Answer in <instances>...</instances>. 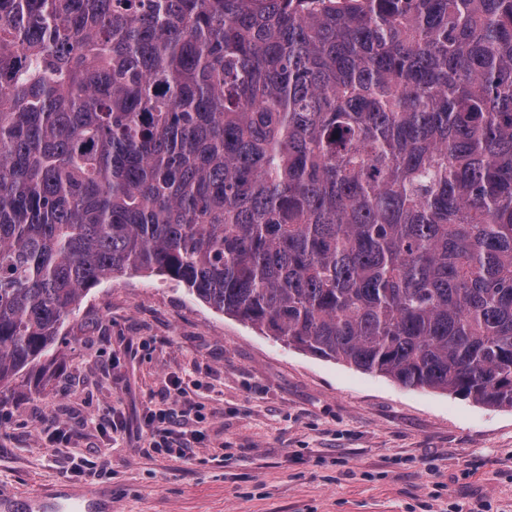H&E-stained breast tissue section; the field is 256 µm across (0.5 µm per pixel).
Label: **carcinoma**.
Masks as SVG:
<instances>
[{
	"label": "carcinoma",
	"instance_id": "obj_1",
	"mask_svg": "<svg viewBox=\"0 0 512 512\" xmlns=\"http://www.w3.org/2000/svg\"><path fill=\"white\" fill-rule=\"evenodd\" d=\"M128 272L512 408V0H0V398Z\"/></svg>",
	"mask_w": 512,
	"mask_h": 512
}]
</instances>
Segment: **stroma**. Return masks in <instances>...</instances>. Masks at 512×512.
Listing matches in <instances>:
<instances>
[{"label": "stroma", "instance_id": "stroma-1", "mask_svg": "<svg viewBox=\"0 0 512 512\" xmlns=\"http://www.w3.org/2000/svg\"><path fill=\"white\" fill-rule=\"evenodd\" d=\"M199 381L188 459L147 456L146 416L172 380ZM116 411L114 433L87 420ZM107 460L95 478L72 460ZM60 487L112 493V512H512V410L286 347L157 275L90 288L51 356L0 398V512Z\"/></svg>", "mask_w": 512, "mask_h": 512}]
</instances>
